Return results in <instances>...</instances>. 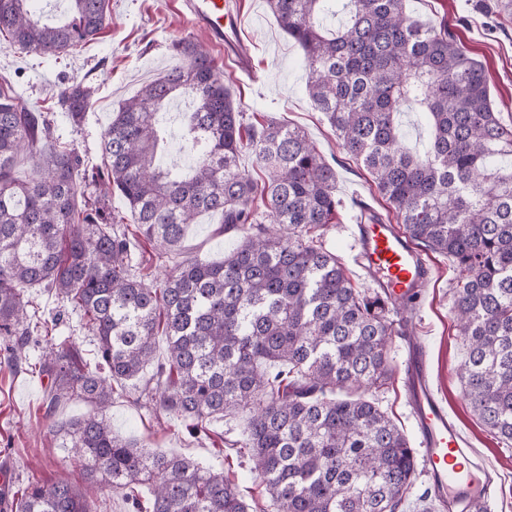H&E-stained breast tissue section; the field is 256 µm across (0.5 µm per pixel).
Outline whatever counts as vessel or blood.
I'll list each match as a JSON object with an SVG mask.
<instances>
[{
	"instance_id": "1",
	"label": "vessel or blood",
	"mask_w": 512,
	"mask_h": 512,
	"mask_svg": "<svg viewBox=\"0 0 512 512\" xmlns=\"http://www.w3.org/2000/svg\"><path fill=\"white\" fill-rule=\"evenodd\" d=\"M190 22L210 42L235 56L240 68L249 60L237 53L241 15L228 10L224 0H184ZM356 258L375 288L393 302L403 303L431 283L434 273L426 259L417 257L398 227L383 215L367 212L352 231ZM404 387L414 422L422 470L435 498L450 503L454 512H472L495 484V475L483 460L472 458L470 442L449 415L429 371L427 353L419 342L405 351Z\"/></svg>"
}]
</instances>
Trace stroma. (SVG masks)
Instances as JSON below:
<instances>
[{
	"instance_id": "35a3bbf8",
	"label": "stroma",
	"mask_w": 512,
	"mask_h": 512,
	"mask_svg": "<svg viewBox=\"0 0 512 512\" xmlns=\"http://www.w3.org/2000/svg\"><path fill=\"white\" fill-rule=\"evenodd\" d=\"M244 19L241 51L253 67L239 70L233 60L212 48L207 36L191 25L182 0H110L107 22L92 41L69 52L37 55L11 46L0 36V82H6L20 106L53 114L54 136L80 159L81 187L89 202L98 208L103 222L119 218L118 232L134 233L130 211L119 192H104L99 175L105 160L101 151L103 133L119 103L134 95L158 74L181 65L182 57L172 51L174 41L190 37L208 47L225 84L241 100L250 122L284 119L301 128L317 152L336 170V195L343 203L339 223L329 225L322 238L325 248L340 255L356 287H369L368 277L353 261L349 228L359 214L356 201H364L379 212L385 202L372 188L367 173L338 145L322 112L308 99V71L301 48L285 35L266 7L265 0H235ZM494 0H406L408 13L422 23H442L479 60L486 71L491 97L504 123L512 125V19L492 11ZM80 81L92 91L91 104L80 122H72L57 103V91ZM233 234L224 232L223 217L205 212L185 233L179 255L158 257L145 240H138L133 253L135 269L152 267L155 275L172 270L181 259L217 262L234 247ZM436 268L419 310L413 316L415 335L429 353L434 384L448 403V412L469 437L474 450L497 474L488 503L490 512H512V447L506 446L478 424L461 386L464 348L453 327L450 260L433 253ZM33 305L42 316L60 312L55 331L57 341L79 347L88 363H96L97 345L81 329L72 311H60L54 297L40 290L31 293ZM47 378L27 371L0 367V468L9 474V493L23 491L30 478L65 479L79 485L82 469L63 448L62 437L47 431L45 388ZM144 380L126 382L112 401L107 416L116 435L138 440L143 446L190 457L202 466L233 476L249 512H265L268 499L248 465L239 458L233 441L246 431L247 415L239 412L214 422L210 437L190 433L186 421L143 407L139 395ZM407 437H414L410 408L401 376L373 391Z\"/></svg>"
}]
</instances>
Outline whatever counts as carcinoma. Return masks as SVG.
<instances>
[{"mask_svg":"<svg viewBox=\"0 0 512 512\" xmlns=\"http://www.w3.org/2000/svg\"><path fill=\"white\" fill-rule=\"evenodd\" d=\"M32 0H0V34L29 52L59 55L95 38L105 0H67L72 19L49 25ZM304 53L312 104L339 146L371 176L421 251L457 271L453 323L465 347L461 383L478 423L512 443V128L490 98L488 78L448 27L423 24L406 0H343L346 23L325 30L332 0H266ZM184 59L125 99L103 134L101 185L125 198L154 248L181 247L199 214L218 211L238 245L218 263L194 260L160 280L132 272L134 242L77 204L79 159L48 147L52 125L0 89V338L4 362L22 366L35 329L46 347L49 408L73 398L91 406L59 429L81 463L85 485L32 478L13 512H97L108 488L134 498L149 489V512H248L234 481L180 455L148 450L112 433L105 417L114 384L153 368L145 396L198 434L238 410L250 412L234 442L265 489L272 512H406L419 476L417 451L362 389L394 375L395 338L412 321L390 317V301L354 287L321 237L343 208L336 171L303 131L277 120L247 126L245 112L207 51L185 37ZM184 165L163 161L169 131L159 114L180 96ZM80 83L58 103L73 119L90 106ZM427 124L421 150L407 146L400 115ZM254 155L265 179L240 167ZM25 152L33 176H13ZM42 288L77 313L100 361L55 343L29 313ZM166 338L156 360V336Z\"/></svg>","mask_w":512,"mask_h":512,"instance_id":"carcinoma-1","label":"carcinoma"}]
</instances>
